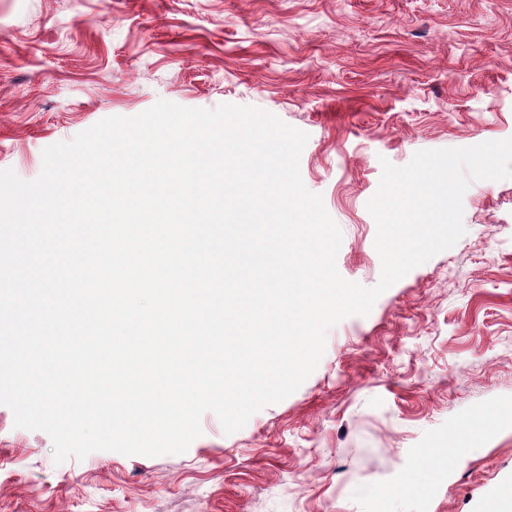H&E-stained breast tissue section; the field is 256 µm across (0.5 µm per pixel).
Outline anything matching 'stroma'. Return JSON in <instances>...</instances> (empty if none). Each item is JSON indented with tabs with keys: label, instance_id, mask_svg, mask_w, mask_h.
Returning <instances> with one entry per match:
<instances>
[{
	"label": "stroma",
	"instance_id": "35a3bbf8",
	"mask_svg": "<svg viewBox=\"0 0 512 512\" xmlns=\"http://www.w3.org/2000/svg\"><path fill=\"white\" fill-rule=\"evenodd\" d=\"M165 100L253 106L305 131V186L340 275L377 284L382 161L512 138V0H0V170ZM465 235L315 371L182 454L55 464L0 405V512H480L512 480V179L471 182Z\"/></svg>",
	"mask_w": 512,
	"mask_h": 512
}]
</instances>
